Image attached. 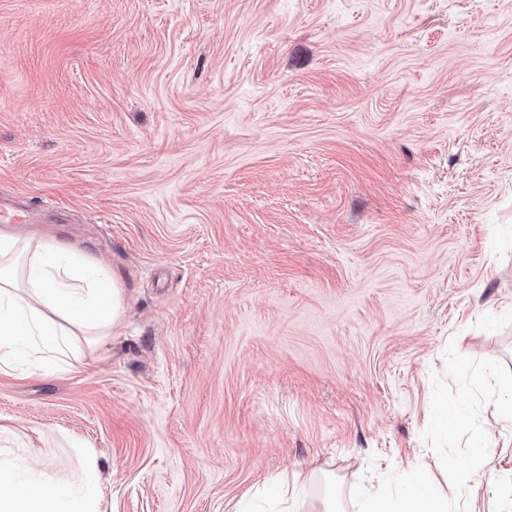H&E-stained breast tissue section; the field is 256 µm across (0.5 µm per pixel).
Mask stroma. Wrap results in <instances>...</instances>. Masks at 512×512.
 Instances as JSON below:
<instances>
[{
	"label": "stroma",
	"instance_id": "obj_1",
	"mask_svg": "<svg viewBox=\"0 0 512 512\" xmlns=\"http://www.w3.org/2000/svg\"><path fill=\"white\" fill-rule=\"evenodd\" d=\"M0 196L127 294L78 370L0 374L20 480L276 512L306 470L295 512H357L439 472L447 346L512 369V0H0Z\"/></svg>",
	"mask_w": 512,
	"mask_h": 512
}]
</instances>
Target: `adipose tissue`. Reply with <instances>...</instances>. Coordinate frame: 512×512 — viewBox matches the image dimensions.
<instances>
[{"mask_svg": "<svg viewBox=\"0 0 512 512\" xmlns=\"http://www.w3.org/2000/svg\"><path fill=\"white\" fill-rule=\"evenodd\" d=\"M125 290L97 258L59 240L0 232V373L29 354L55 371L73 369L81 336L106 335L125 308ZM0 448V512H99L56 482L20 481Z\"/></svg>", "mask_w": 512, "mask_h": 512, "instance_id": "obj_1", "label": "adipose tissue"}]
</instances>
